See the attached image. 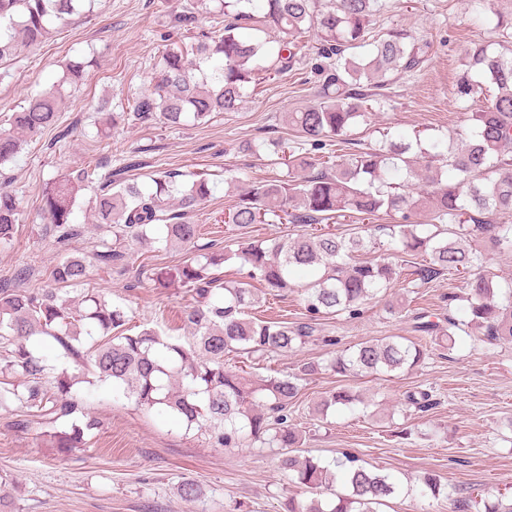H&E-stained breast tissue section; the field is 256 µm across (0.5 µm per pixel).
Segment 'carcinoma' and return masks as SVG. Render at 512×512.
<instances>
[{"label": "carcinoma", "instance_id": "carcinoma-1", "mask_svg": "<svg viewBox=\"0 0 512 512\" xmlns=\"http://www.w3.org/2000/svg\"><path fill=\"white\" fill-rule=\"evenodd\" d=\"M94 2L0 0V65L14 59L18 44L44 42L55 23ZM213 3L227 17L224 28L188 46L172 43L158 82L134 101L130 119L156 117L178 127L237 112L247 87L301 60L299 37L316 29L321 35L319 69L325 73L318 100L285 113L284 122L322 155L315 162L293 140L274 142L273 153L287 167L288 178L250 189L229 209L228 223L242 228L283 222L327 225L346 216H387L392 223L384 227L383 254L362 258L377 245L366 224L348 235L306 232L274 238L268 245L245 244L235 256L247 277L272 291L299 287L307 316L290 324L257 322L246 313L257 303L248 283L219 278L214 270L224 264V252H199V225L184 220L185 210L211 195L206 174L187 184L180 174L164 172L144 189L117 184L105 165L90 163L46 185L42 213L55 243L65 246L79 235L71 220L79 193L93 191L101 249L89 258H62L51 272L52 288L0 287V410L16 403L52 427L67 422L69 429H54L49 437L62 451L81 448L99 421L86 412L74 386L110 382L135 405L161 406L186 429L207 432L217 446L259 441L287 449L278 458L279 469L308 497H289L284 512H379L402 492L400 480L349 452L326 465L296 455L302 435L289 424L288 410L300 398L304 376L327 370L346 377H395L423 362V345L404 337L366 340L282 377H255L227 363V355L266 359L288 353L314 340L318 318L359 317L362 305L406 274L392 262L403 254L423 256V264L406 274L413 282L445 272L463 276V294H448L447 325L421 321L417 331L450 350L461 334L472 331L489 344L512 345V282L503 288L486 270L489 255L512 254V50L494 51L485 43L465 50L454 97H473L479 77L497 92L486 106L465 113L464 125L455 132L424 147L395 129L375 147L336 155L329 139L350 144L349 133L371 114V89L418 68L424 47L404 29L370 34L372 21L386 7L384 0H186L175 19L187 28L211 13ZM246 26L258 34L242 37L239 30ZM191 53L209 61V70L196 75ZM85 67L68 62L56 85L27 98L13 117L12 130L0 132V166L16 156L24 137L56 124L64 85L81 80ZM412 179L424 186L417 196L406 190ZM17 222V197L1 186L0 245L12 242ZM160 241L182 248L188 258L165 272L144 265L140 274L159 288L177 283L193 293L195 304L182 312L191 334L187 343L154 329L128 332L124 307L107 301L99 290L88 289L78 300L66 296L67 287L86 281L90 263L117 268L127 259L128 243L150 250ZM33 336L54 342L81 374L60 370L35 353L29 346ZM363 404L361 394L344 387L329 392L317 413L324 417L330 409L353 411ZM435 405L426 390L403 393L408 410L426 413ZM417 483L420 498H439L438 475L426 472ZM177 494L195 503L204 490L184 477ZM483 512H512V496L486 498Z\"/></svg>", "mask_w": 512, "mask_h": 512}]
</instances>
